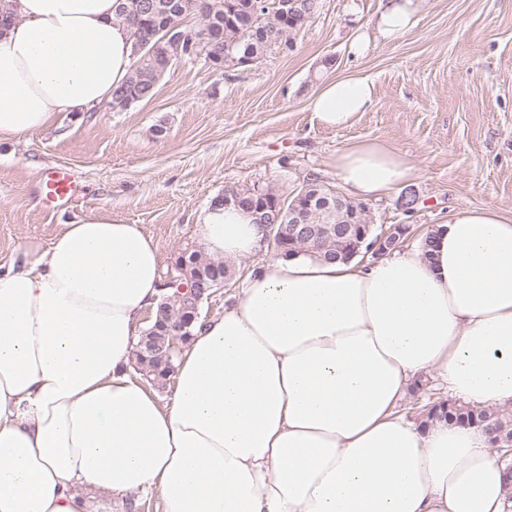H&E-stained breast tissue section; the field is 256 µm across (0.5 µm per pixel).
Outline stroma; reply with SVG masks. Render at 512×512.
<instances>
[{"instance_id":"35a3bbf8","label":"stroma","mask_w":512,"mask_h":512,"mask_svg":"<svg viewBox=\"0 0 512 512\" xmlns=\"http://www.w3.org/2000/svg\"><path fill=\"white\" fill-rule=\"evenodd\" d=\"M384 0H322L294 47L257 63L216 70L176 62L155 96L122 112L99 104L0 142V271L24 244L49 246L61 225L108 215L141 225L156 242L164 281L175 255L198 244V226L225 189L290 194L355 141L375 139L418 162L406 215L399 193L370 200L376 231L409 225L408 244L474 207L512 210V0H422L416 26L388 40L377 28ZM369 39L366 54L350 44ZM367 78L376 105L343 129L319 124L309 97L329 80ZM65 167L82 187L65 208L41 196L47 169Z\"/></svg>"}]
</instances>
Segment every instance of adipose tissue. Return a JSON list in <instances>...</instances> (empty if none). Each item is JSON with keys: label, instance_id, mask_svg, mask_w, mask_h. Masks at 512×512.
Returning <instances> with one entry per match:
<instances>
[{"label": "adipose tissue", "instance_id": "adipose-tissue-1", "mask_svg": "<svg viewBox=\"0 0 512 512\" xmlns=\"http://www.w3.org/2000/svg\"><path fill=\"white\" fill-rule=\"evenodd\" d=\"M114 0H10L0 33V139L110 100L133 61ZM372 82H326L308 102L340 129L372 109ZM327 166L358 199L420 168L362 140ZM204 253L245 260L266 228L217 205ZM413 248L362 266L274 257L236 303L195 329L160 403L127 366L165 288L140 225H62L0 273V512H98L158 497L162 512H512L476 427L396 407L437 373L452 396L512 405V211L470 209Z\"/></svg>", "mask_w": 512, "mask_h": 512}]
</instances>
